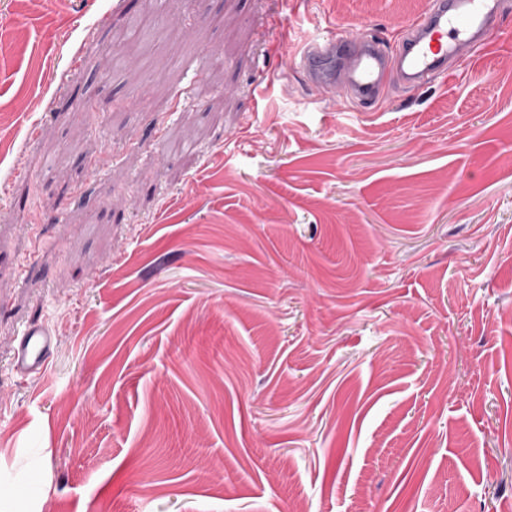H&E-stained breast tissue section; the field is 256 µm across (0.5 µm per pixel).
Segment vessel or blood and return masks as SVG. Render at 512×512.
<instances>
[{
	"label": "vessel or blood",
	"instance_id": "vessel-or-blood-1",
	"mask_svg": "<svg viewBox=\"0 0 512 512\" xmlns=\"http://www.w3.org/2000/svg\"><path fill=\"white\" fill-rule=\"evenodd\" d=\"M502 9L503 0H429L394 48L368 35L330 32L303 40L298 65L323 87H342L357 104H372L394 81L414 89L448 79L458 61L487 43ZM56 341L53 325L28 324L16 338L14 372L21 377L43 374Z\"/></svg>",
	"mask_w": 512,
	"mask_h": 512
}]
</instances>
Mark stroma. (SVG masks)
I'll use <instances>...</instances> for the list:
<instances>
[{
  "label": "stroma",
  "mask_w": 512,
  "mask_h": 512,
  "mask_svg": "<svg viewBox=\"0 0 512 512\" xmlns=\"http://www.w3.org/2000/svg\"><path fill=\"white\" fill-rule=\"evenodd\" d=\"M427 6L0 0V512H512V0L368 108L290 62ZM56 341L53 325L38 321L28 324L17 334L11 359L14 372L21 377L43 374Z\"/></svg>",
  "instance_id": "35a3bbf8"
}]
</instances>
